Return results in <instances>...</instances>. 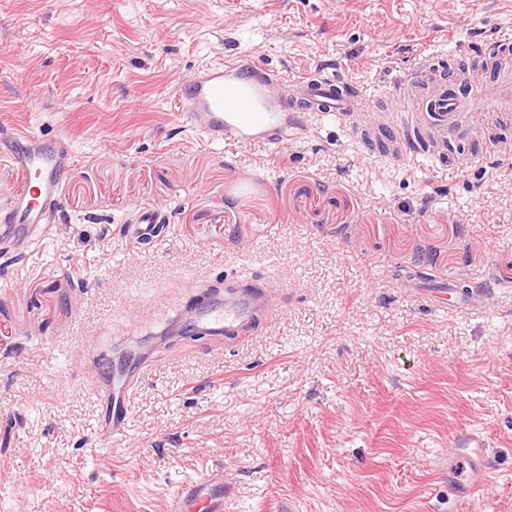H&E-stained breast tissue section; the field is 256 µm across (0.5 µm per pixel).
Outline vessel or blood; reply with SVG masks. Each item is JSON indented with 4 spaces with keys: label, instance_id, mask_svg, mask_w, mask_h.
Listing matches in <instances>:
<instances>
[{
    "label": "vessel or blood",
    "instance_id": "vessel-or-blood-1",
    "mask_svg": "<svg viewBox=\"0 0 512 512\" xmlns=\"http://www.w3.org/2000/svg\"><path fill=\"white\" fill-rule=\"evenodd\" d=\"M464 70H440L433 56L418 59L395 104L364 106L359 86L340 71L318 68L296 78L239 54L220 58L178 79L176 97L192 130L209 145L239 147L261 142L277 149L304 138L312 129L306 117L333 119L360 139H376L386 158L413 159V135H422L434 155L444 156L448 143L474 125L479 112L512 106V59L503 58L494 79L468 91ZM0 156L21 184L0 212V240L34 242L46 233L61 207L59 183L73 164L75 152L67 136L44 139L5 127L0 129ZM169 210L140 208L125 226L130 245L157 242ZM269 304L262 282L224 286L223 301L207 300L179 310L169 334L199 330L212 337L236 336L250 329ZM140 369L93 381L97 400L110 410L97 427L102 446H116L128 436L127 399L137 386ZM166 512H226L224 471L206 468L179 485L168 497Z\"/></svg>",
    "mask_w": 512,
    "mask_h": 512
}]
</instances>
